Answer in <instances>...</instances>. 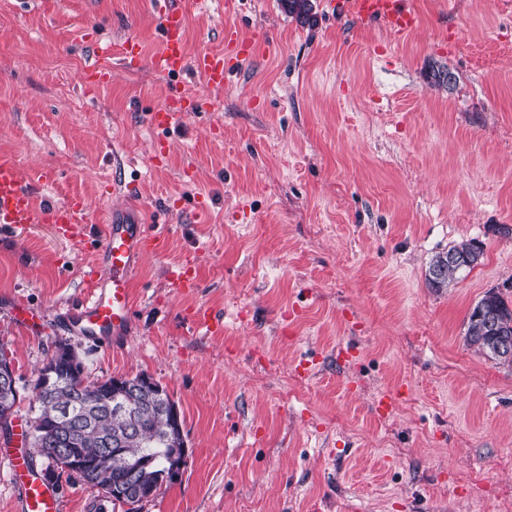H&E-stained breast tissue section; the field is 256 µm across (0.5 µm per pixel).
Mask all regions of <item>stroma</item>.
Segmentation results:
<instances>
[{"mask_svg": "<svg viewBox=\"0 0 512 512\" xmlns=\"http://www.w3.org/2000/svg\"><path fill=\"white\" fill-rule=\"evenodd\" d=\"M224 2L183 0L189 57L223 51L228 26L256 43L211 91L112 58L108 83L81 81L85 30L155 51L147 0H0V153L45 173L39 204L98 217L138 180L145 229L168 236L140 263L125 336L103 344L67 321L104 273L100 225L72 241L0 228L13 424L31 425L38 370L66 343L87 380L146 374L180 411L186 465L140 512H512V365L465 341L486 292L512 298L496 232L512 226V0H407L402 35L329 0L307 24L281 0ZM174 86L212 107L161 134L149 113ZM468 240L478 263L431 288L432 260ZM182 264L195 292L174 286ZM20 303L39 331L14 321ZM200 307L223 335L192 326ZM58 492V512H123L76 479Z\"/></svg>", "mask_w": 512, "mask_h": 512, "instance_id": "stroma-1", "label": "stroma"}]
</instances>
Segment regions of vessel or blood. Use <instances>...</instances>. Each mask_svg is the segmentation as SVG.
Here are the masks:
<instances>
[{
  "label": "vessel or blood",
  "mask_w": 512,
  "mask_h": 512,
  "mask_svg": "<svg viewBox=\"0 0 512 512\" xmlns=\"http://www.w3.org/2000/svg\"><path fill=\"white\" fill-rule=\"evenodd\" d=\"M148 5L160 25L161 43L156 53L145 57L139 41L129 37L116 54L111 43L101 41L95 33H86L84 41L99 62L85 70L84 80L98 84L109 81L112 72L103 61L115 54L120 65L129 71L146 65L167 78L195 71L203 76L208 88H223L225 53L249 51L248 43L239 38L237 30L225 27L222 52L203 53L191 59L185 51L187 14L181 0H148ZM334 7L337 14H353L369 22H380L397 34L407 32L415 24V15L406 0H336ZM209 108L208 97L188 98L178 91L152 109L150 123L164 133L177 125L185 114L205 112ZM38 222L52 224L57 238L67 240L87 225L88 212L78 199L38 205L35 189L20 162L13 155L1 153L0 224L18 227ZM166 245L165 237L148 234L130 209L113 211L100 245L105 274L89 280L87 293L72 315L73 322L90 340L124 334L131 319L132 283L139 261L146 254L163 252ZM9 465L13 481L22 488L19 512H57V489L46 485L33 473L25 455L10 458Z\"/></svg>",
  "instance_id": "1"
}]
</instances>
